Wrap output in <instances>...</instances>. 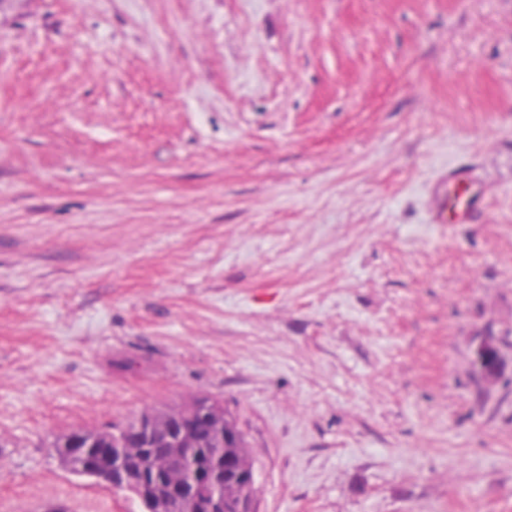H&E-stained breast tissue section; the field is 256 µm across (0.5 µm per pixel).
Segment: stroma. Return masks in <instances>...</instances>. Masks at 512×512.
Masks as SVG:
<instances>
[{
	"label": "stroma",
	"mask_w": 512,
	"mask_h": 512,
	"mask_svg": "<svg viewBox=\"0 0 512 512\" xmlns=\"http://www.w3.org/2000/svg\"><path fill=\"white\" fill-rule=\"evenodd\" d=\"M511 379L512 0H0V512L198 397L254 512H512ZM464 181L465 172L460 170L450 171L437 181L432 198L433 223L469 224L477 196Z\"/></svg>",
	"instance_id": "35a3bbf8"
}]
</instances>
